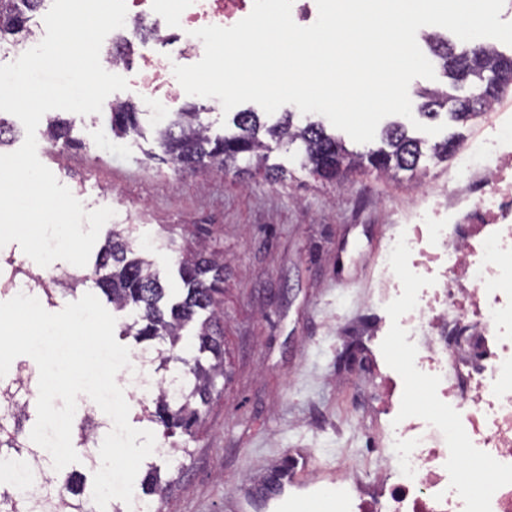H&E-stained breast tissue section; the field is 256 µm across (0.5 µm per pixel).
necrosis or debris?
<instances>
[{"mask_svg":"<svg viewBox=\"0 0 512 512\" xmlns=\"http://www.w3.org/2000/svg\"><path fill=\"white\" fill-rule=\"evenodd\" d=\"M254 0H126L110 72H136L127 101L167 111L186 93L174 65L204 55L194 30L230 27ZM481 164L448 186V218L418 215L381 266L401 346L381 446L312 482L339 512H512V133L481 140Z\"/></svg>","mask_w":512,"mask_h":512,"instance_id":"1","label":"necrosis or debris"}]
</instances>
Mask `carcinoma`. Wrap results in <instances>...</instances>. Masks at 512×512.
Segmentation results:
<instances>
[{"label": "carcinoma", "instance_id": "1", "mask_svg": "<svg viewBox=\"0 0 512 512\" xmlns=\"http://www.w3.org/2000/svg\"><path fill=\"white\" fill-rule=\"evenodd\" d=\"M41 2L0 0V44L19 43L17 36L27 30ZM426 40L442 61L445 75L456 84L475 85L478 93L450 100L437 89H426L420 92V114L435 116L450 103V114L466 121L497 100L505 88L499 77L512 73V56L485 44L452 45L436 33L426 34ZM138 116L129 105H111L113 136L142 135ZM232 122L235 133L212 137L201 113L191 106L161 125L156 141L174 165L216 173L237 171L244 159L262 164L267 138L298 143L302 167L325 181L336 180L365 164L380 174L414 172L424 156L422 141L409 136L402 124L385 129V146L356 155L323 125L296 123L292 112L272 125L262 122L255 112H237ZM48 137L53 142L74 141L71 126L64 122L52 124ZM179 275L178 291L165 288L152 262L133 255L128 231L115 224L97 252L92 273L80 279L82 284L92 282L113 309L127 312L122 335L162 345L156 351L159 366L181 381L176 388L161 387L149 412L160 438L181 452L175 465L163 472L151 467L141 480L143 493L161 498L179 484L186 469L183 459L191 456L189 442L195 440L202 423V409L212 402L216 382L224 375V336L217 312L218 296L224 292V263L202 250L189 252L179 261ZM31 420L30 400L17 399L13 384L0 385V462L12 472L0 480V512H92L83 473L73 470L60 479L40 465L42 461L50 464L52 459L40 454L30 439ZM75 444L82 448L85 469L96 472L100 468L94 449L96 432L86 417L77 425Z\"/></svg>", "mask_w": 512, "mask_h": 512}]
</instances>
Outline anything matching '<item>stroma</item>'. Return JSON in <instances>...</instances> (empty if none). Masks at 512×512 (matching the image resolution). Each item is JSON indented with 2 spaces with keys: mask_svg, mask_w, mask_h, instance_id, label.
Returning <instances> with one entry per match:
<instances>
[{
  "mask_svg": "<svg viewBox=\"0 0 512 512\" xmlns=\"http://www.w3.org/2000/svg\"><path fill=\"white\" fill-rule=\"evenodd\" d=\"M512 117V85L490 109L465 121L440 110L454 152L424 155L417 177L354 170L336 182L301 167L299 145L270 142L279 182L258 173L178 171L154 159L156 113L140 115L143 137L118 140L108 112L52 110L36 131L40 161L85 210L112 208L131 226L165 287L178 288L177 261L196 241L224 255L222 394L204 416L194 454L151 512H272L261 501L302 452L334 468L370 455L373 426L359 420L374 403L372 359H398L374 345L388 319L377 269L391 235L403 230L423 193L438 194L472 144ZM71 123L74 146L53 144L46 122Z\"/></svg>",
  "mask_w": 512,
  "mask_h": 512,
  "instance_id": "1",
  "label": "stroma"
}]
</instances>
